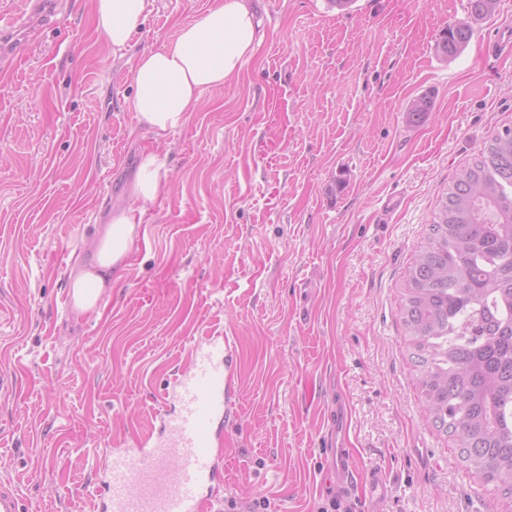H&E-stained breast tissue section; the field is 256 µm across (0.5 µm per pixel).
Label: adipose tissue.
Masks as SVG:
<instances>
[{
	"label": "adipose tissue",
	"mask_w": 512,
	"mask_h": 512,
	"mask_svg": "<svg viewBox=\"0 0 512 512\" xmlns=\"http://www.w3.org/2000/svg\"><path fill=\"white\" fill-rule=\"evenodd\" d=\"M147 3L94 0L93 21L113 50H125L130 44ZM261 41L246 0H217L182 25L172 40L136 58L130 108L138 123L156 132L183 127L201 93L238 75ZM140 224L136 210L121 208L100 226L93 261L77 264L72 271L74 317L96 312L104 289L123 277Z\"/></svg>",
	"instance_id": "1"
}]
</instances>
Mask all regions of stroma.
<instances>
[{"instance_id":"obj_1","label":"stroma","mask_w":512,"mask_h":512,"mask_svg":"<svg viewBox=\"0 0 512 512\" xmlns=\"http://www.w3.org/2000/svg\"><path fill=\"white\" fill-rule=\"evenodd\" d=\"M214 0H150L113 52L92 0H65L0 81V477L24 512H96L99 455L134 448L164 380L211 331L233 341L225 501L319 512L328 401L383 512H512L427 417L400 283L437 200L492 131L512 125V54H491L512 0H249L264 40L176 131L138 125L136 57ZM473 37L436 44L454 21ZM430 110L412 121L408 105ZM162 184L131 193L142 154ZM143 208L129 268L99 311L71 313L70 274L113 209ZM471 25L465 21H456L448 24L438 43V51L446 58H455L472 39ZM365 477L370 491V509L366 512H380V504L385 496L386 479L377 468L369 469Z\"/></svg>"}]
</instances>
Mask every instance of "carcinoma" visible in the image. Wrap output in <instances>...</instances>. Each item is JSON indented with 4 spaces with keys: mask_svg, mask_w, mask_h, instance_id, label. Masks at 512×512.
<instances>
[{
    "mask_svg": "<svg viewBox=\"0 0 512 512\" xmlns=\"http://www.w3.org/2000/svg\"><path fill=\"white\" fill-rule=\"evenodd\" d=\"M495 3L469 0L470 16H488ZM472 35L469 23L453 22L438 51L454 58ZM401 294L432 424L480 481L512 500V126L448 183Z\"/></svg>",
    "mask_w": 512,
    "mask_h": 512,
    "instance_id": "carcinoma-1",
    "label": "carcinoma"
}]
</instances>
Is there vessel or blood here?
Masks as SVG:
<instances>
[{"instance_id":"1","label":"vessel or blood","mask_w":512,"mask_h":512,"mask_svg":"<svg viewBox=\"0 0 512 512\" xmlns=\"http://www.w3.org/2000/svg\"><path fill=\"white\" fill-rule=\"evenodd\" d=\"M58 0H20L17 10L0 14V77H7L8 61L19 49L16 34L36 19L55 12ZM188 371L167 382L161 404L165 413L161 439L149 449L110 450L102 459L111 496L103 512H213L220 504V470L214 448L228 411L234 372L229 337L211 336L189 347ZM346 415L337 409L336 424L328 434L326 465L321 487L345 492L356 477L345 447ZM369 512H380L386 480L379 469L366 473ZM0 512H23L17 486L0 479Z\"/></svg>"}]
</instances>
